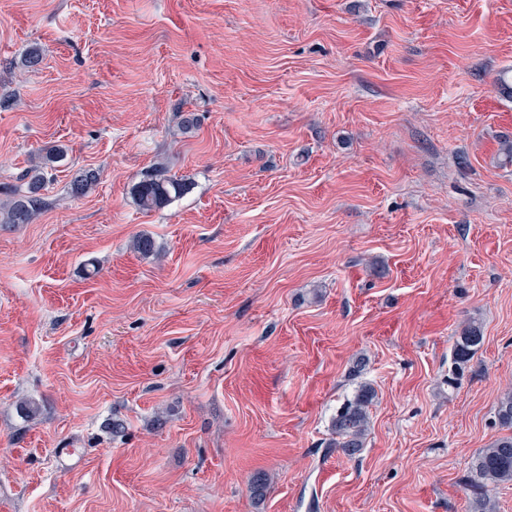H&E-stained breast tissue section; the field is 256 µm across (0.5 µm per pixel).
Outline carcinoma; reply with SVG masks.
I'll return each instance as SVG.
<instances>
[{
    "instance_id": "obj_1",
    "label": "carcinoma",
    "mask_w": 512,
    "mask_h": 512,
    "mask_svg": "<svg viewBox=\"0 0 512 512\" xmlns=\"http://www.w3.org/2000/svg\"><path fill=\"white\" fill-rule=\"evenodd\" d=\"M62 157L61 149H52L46 153L43 165L24 174L28 178L27 191L3 207L0 224L34 222L44 204L40 190L45 183V166L60 161ZM99 181V170L87 168L71 182V192L74 195H86L95 190ZM187 190L185 179L169 176L164 168L159 167L133 185L132 196L141 210L151 212L170 205ZM134 249L143 256L158 254L155 241L147 234H140L134 239ZM483 339L482 326L475 321L469 323L456 338L451 351V367L448 369V387L455 388L460 374L476 354ZM373 399V388L362 384L331 419V431L336 436L334 445L347 456L358 455L364 447L370 423L369 407ZM497 416L499 424L508 433L498 437L473 458L467 479V487L480 512L488 508L489 500L486 496L490 488L512 482V391L504 393Z\"/></svg>"
}]
</instances>
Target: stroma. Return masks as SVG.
<instances>
[{
  "mask_svg": "<svg viewBox=\"0 0 512 512\" xmlns=\"http://www.w3.org/2000/svg\"><path fill=\"white\" fill-rule=\"evenodd\" d=\"M505 82L512 0H0V203L67 152L0 226V512H473L512 390ZM159 163L190 188L146 213ZM63 157L61 149H51L46 153L42 165L28 170L24 179L29 178L25 194H18L10 203L3 207L0 212V224H31L39 215L44 204L40 190L45 183L44 171L50 163H56ZM482 326L469 323L457 336L451 351V367L448 369V388H455L463 369L468 365L483 342ZM373 399V388L369 384H361L331 419V431L336 436L334 445L347 456L355 457L364 447Z\"/></svg>",
  "mask_w": 512,
  "mask_h": 512,
  "instance_id": "obj_1",
  "label": "stroma"
}]
</instances>
